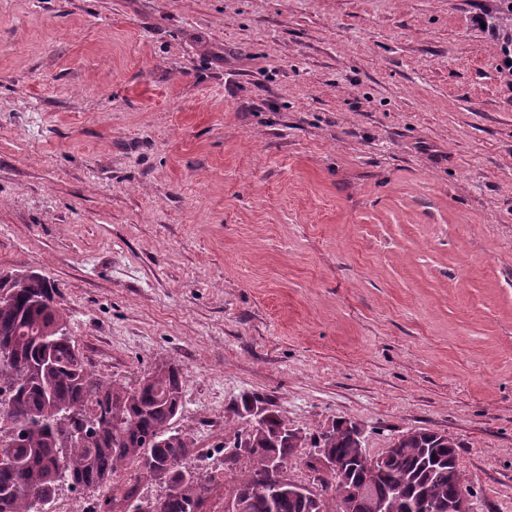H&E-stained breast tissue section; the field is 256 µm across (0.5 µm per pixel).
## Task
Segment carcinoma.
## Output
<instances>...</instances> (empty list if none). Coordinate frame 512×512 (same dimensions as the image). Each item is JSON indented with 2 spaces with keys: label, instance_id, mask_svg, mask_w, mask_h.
Here are the masks:
<instances>
[{
  "label": "carcinoma",
  "instance_id": "carcinoma-1",
  "mask_svg": "<svg viewBox=\"0 0 512 512\" xmlns=\"http://www.w3.org/2000/svg\"><path fill=\"white\" fill-rule=\"evenodd\" d=\"M55 295L39 273L21 281L0 275V390L11 393L0 402V424H7L0 433V512H44L41 499L62 483L88 491L110 486L98 512H203L217 474L197 464L193 439L173 427L183 408L180 369L158 364L134 385L92 376ZM260 403L245 397L224 419V447L248 449L243 458L224 459V472L234 474L229 500L245 504L244 512H371L366 500L351 510L364 486L386 512H427L469 491L455 439L409 430L388 456L371 458L339 420L310 433L288 428L265 406L260 419L241 426ZM83 430L90 440L74 439ZM300 448H324L344 470L321 482L316 500L281 481ZM131 465L135 478L117 480ZM145 483L162 492L145 498Z\"/></svg>",
  "mask_w": 512,
  "mask_h": 512
}]
</instances>
